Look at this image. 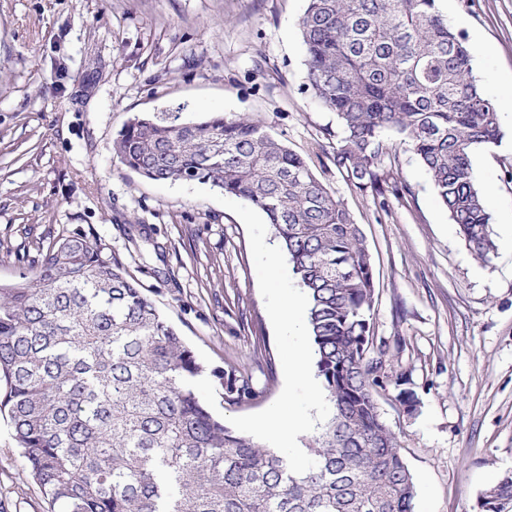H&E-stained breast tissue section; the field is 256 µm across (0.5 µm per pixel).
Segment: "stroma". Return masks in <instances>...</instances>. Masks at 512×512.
<instances>
[{
	"label": "stroma",
	"mask_w": 512,
	"mask_h": 512,
	"mask_svg": "<svg viewBox=\"0 0 512 512\" xmlns=\"http://www.w3.org/2000/svg\"><path fill=\"white\" fill-rule=\"evenodd\" d=\"M488 98L512 96V0H439ZM306 0H0V285L82 230L140 282L208 369L218 418L260 412L284 385L247 229L220 203L159 190L112 140L137 114L247 115L308 158L360 224L375 269L371 326L392 355L376 394L412 472L414 512H480L512 475V111L473 158L486 192L489 260L466 247L423 168L394 144L383 166L409 194L380 205L330 161L336 119L307 91ZM248 379L232 404L218 378ZM404 378L418 403L395 399ZM0 500L50 512L0 419Z\"/></svg>",
	"instance_id": "stroma-1"
}]
</instances>
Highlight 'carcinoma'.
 Returning <instances> with one entry per match:
<instances>
[{
  "instance_id": "carcinoma-1",
  "label": "carcinoma",
  "mask_w": 512,
  "mask_h": 512,
  "mask_svg": "<svg viewBox=\"0 0 512 512\" xmlns=\"http://www.w3.org/2000/svg\"><path fill=\"white\" fill-rule=\"evenodd\" d=\"M437 0H307L298 19L307 89L336 116L330 161L382 196L401 139L427 172L468 249H497L472 157L501 138L464 37ZM158 182L209 184L261 211L307 296L316 376L331 412L287 459L217 419L194 382L205 366L121 265L77 230L37 272L0 287V415L59 512H414L416 486L374 387L388 352L373 344V261L345 204L307 160L244 116H134L112 141ZM224 400L253 394L231 373ZM512 504V476L480 499Z\"/></svg>"
}]
</instances>
